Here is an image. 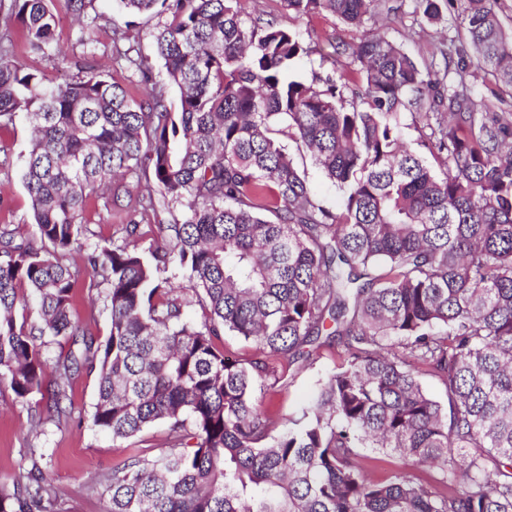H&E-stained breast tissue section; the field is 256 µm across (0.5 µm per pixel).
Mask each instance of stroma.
Wrapping results in <instances>:
<instances>
[{
  "mask_svg": "<svg viewBox=\"0 0 512 512\" xmlns=\"http://www.w3.org/2000/svg\"><path fill=\"white\" fill-rule=\"evenodd\" d=\"M393 2L398 5V12L389 17H379L375 29L401 44L421 66H429L440 42L462 34L456 20V5H449L440 22L418 25L413 21L411 0ZM240 6L247 18L272 20L282 26L300 29L313 40L329 39L339 46L335 59L324 61L313 55L299 60L291 69L295 79L308 81L318 73L330 74L348 83L353 81L348 50L362 37V30L329 14L295 16L288 12L283 0H241ZM97 10L100 17L93 25V34L103 51L97 55L96 61L116 80L124 83L130 96L140 97L142 86L129 78L123 63L116 60L112 28L116 25L129 26L131 34L138 38L142 54L156 69L160 63L152 56L150 37L155 21L145 16L128 17L120 10L117 0H97ZM29 219V200L21 182L19 166L0 171V224H19ZM340 354V346H324L309 360L291 367L287 377L276 387L274 410L285 417L308 400L318 383L340 363ZM96 391V372H83L71 385V419L61 428L50 429L47 436L37 437L29 432L28 404L18 402L8 388L0 385V477L29 468V450L37 447L44 453L41 465L51 480L59 512H108L109 502L95 494L91 484L93 479L110 471L125 451L117 447L111 437L90 427Z\"/></svg>",
  "mask_w": 512,
  "mask_h": 512,
  "instance_id": "obj_1",
  "label": "stroma"
}]
</instances>
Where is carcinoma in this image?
<instances>
[{
    "mask_svg": "<svg viewBox=\"0 0 512 512\" xmlns=\"http://www.w3.org/2000/svg\"><path fill=\"white\" fill-rule=\"evenodd\" d=\"M50 2L12 0L0 21L54 59ZM64 2L79 21L100 18L97 0ZM120 2L158 18L164 78L140 48L122 53L139 99L88 64L98 47L86 35L57 84L0 44V127L22 114L33 132L22 181L34 224H0V382L20 402L46 400L31 431L60 427L70 381L96 370L92 426L129 448L92 487L109 512H512V117L496 110L512 95V35L499 0H456L465 39L438 48L441 71L364 36L352 91L330 75L292 78L297 59L329 54L246 20L240 0ZM413 2L428 23L448 6ZM284 3L356 27L396 11ZM470 59L493 81H471ZM404 111L432 161L401 138ZM285 139L336 186V207L311 194ZM104 189L107 215L126 223L92 244L87 213ZM171 267L191 296L163 276ZM76 288L102 300L105 339L75 313ZM192 304L201 314L188 321ZM228 333L251 357L224 355ZM333 337L342 362L283 425L257 394ZM156 423L166 435L148 456L135 439ZM361 448L406 470L376 481ZM53 507L37 459L0 480V512Z\"/></svg>",
    "mask_w": 512,
    "mask_h": 512,
    "instance_id": "obj_1",
    "label": "carcinoma"
}]
</instances>
